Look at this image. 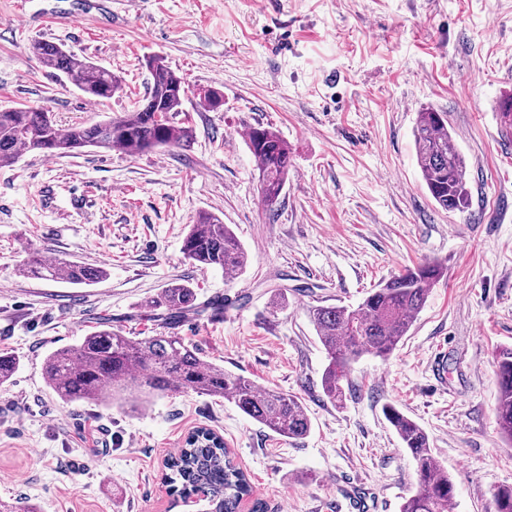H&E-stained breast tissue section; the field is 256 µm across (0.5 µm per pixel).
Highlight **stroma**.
<instances>
[{"instance_id":"1","label":"stroma","mask_w":512,"mask_h":512,"mask_svg":"<svg viewBox=\"0 0 512 512\" xmlns=\"http://www.w3.org/2000/svg\"><path fill=\"white\" fill-rule=\"evenodd\" d=\"M78 22L64 20L67 11ZM66 45L122 79L90 101L29 53ZM183 77L190 148L69 156L23 152L0 168V502L40 512H185L162 479L191 431L222 435L273 512H399L415 463L383 415L428 434L456 489L452 512H491L512 484L497 432L494 356L512 347V0H0V108L47 107L58 124L132 111L148 57ZM221 93L219 107L199 91ZM445 113L467 166L469 206L441 209L417 166L418 112ZM270 126L292 153L275 209L258 194L244 133ZM248 254L225 277L184 260L200 212ZM104 267L83 287L21 276L30 254ZM436 261L443 275L385 359L355 361L342 403L323 393L315 305L357 306L380 281ZM187 282L201 316L177 332L206 359L297 395L308 435L284 440L234 404L192 392L133 412L67 405L43 363L106 318L128 336L160 325L146 298Z\"/></svg>"}]
</instances>
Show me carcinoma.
<instances>
[{
    "label": "carcinoma",
    "mask_w": 512,
    "mask_h": 512,
    "mask_svg": "<svg viewBox=\"0 0 512 512\" xmlns=\"http://www.w3.org/2000/svg\"><path fill=\"white\" fill-rule=\"evenodd\" d=\"M33 55L55 74L64 75L88 98L103 101L121 89L111 70L81 58L62 45L35 41ZM150 73L148 92L135 110L93 125L62 126L45 108L27 105L0 109V167L10 166L22 151L51 155L74 154L85 147L126 152L158 147L187 148L191 129L177 121L186 99L185 84L163 59L146 60ZM417 165L428 192L446 211L468 207L467 167L440 112L419 113L413 130ZM246 143L259 171L258 192L264 205L276 203L288 178L291 156L288 143L270 127L248 128ZM183 253L203 269L241 272L247 253L232 230L214 212L199 214L183 242ZM19 273L54 283L88 285L104 279L107 271L66 260L46 261L33 254ZM443 268L431 262L407 267L368 292L355 308L317 305L309 310L328 364L322 375L323 391L331 401H341L343 382L352 362L365 354L387 358L405 336L425 306ZM193 288L173 282L146 301L149 312L172 327L188 315H200ZM14 355H0V385L8 383L19 367ZM44 380L65 404L82 402L124 407L136 395L142 408L149 397L167 392H194L234 404L249 418L289 439L306 436L311 420L301 399L293 394L261 388L241 374L204 359L199 348L175 332L156 336H124L102 319L95 330L76 345L50 351L44 360ZM497 381L496 421L500 434L512 441V347L495 356ZM387 421L416 464L417 491L404 498L400 512H448L455 485L432 453L429 437L413 419L395 405L383 408ZM209 429L195 430L169 464L171 487L184 494L196 486L208 489L218 512H241L252 495L244 471L233 463L225 445L214 442ZM494 512H512V486L493 494Z\"/></svg>",
    "instance_id": "obj_1"
}]
</instances>
